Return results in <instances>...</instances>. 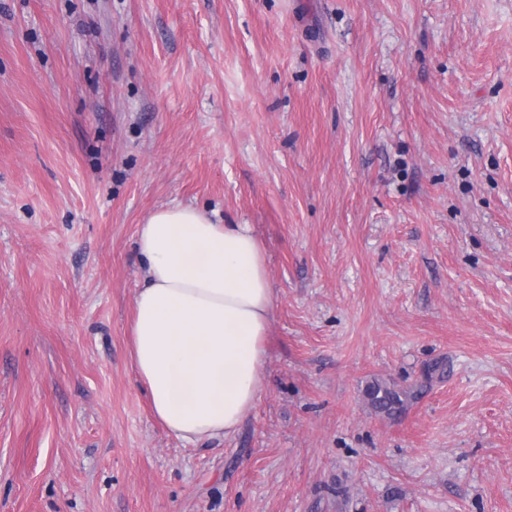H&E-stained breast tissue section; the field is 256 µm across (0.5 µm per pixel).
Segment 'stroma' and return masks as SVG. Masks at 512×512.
I'll list each match as a JSON object with an SVG mask.
<instances>
[{
  "label": "stroma",
  "mask_w": 512,
  "mask_h": 512,
  "mask_svg": "<svg viewBox=\"0 0 512 512\" xmlns=\"http://www.w3.org/2000/svg\"><path fill=\"white\" fill-rule=\"evenodd\" d=\"M171 203L275 290L195 446L128 358ZM0 512H512V0H0ZM365 396L376 413L394 416L404 410L410 395L383 380L374 379L366 386Z\"/></svg>",
  "instance_id": "1"
}]
</instances>
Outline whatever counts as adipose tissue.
Returning a JSON list of instances; mask_svg holds the SVG:
<instances>
[{"label":"adipose tissue","mask_w":512,"mask_h":512,"mask_svg":"<svg viewBox=\"0 0 512 512\" xmlns=\"http://www.w3.org/2000/svg\"><path fill=\"white\" fill-rule=\"evenodd\" d=\"M129 360L155 419L196 444L234 435L263 390L275 294L249 225L173 203L140 224Z\"/></svg>","instance_id":"adipose-tissue-1"}]
</instances>
